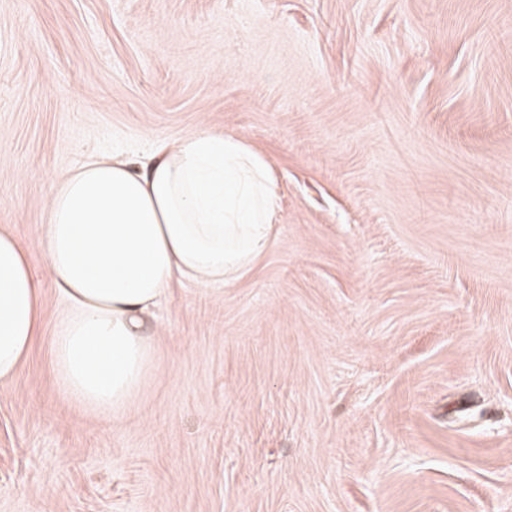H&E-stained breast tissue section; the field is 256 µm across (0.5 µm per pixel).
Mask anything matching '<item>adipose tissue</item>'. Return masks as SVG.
<instances>
[{
	"label": "adipose tissue",
	"mask_w": 512,
	"mask_h": 512,
	"mask_svg": "<svg viewBox=\"0 0 512 512\" xmlns=\"http://www.w3.org/2000/svg\"><path fill=\"white\" fill-rule=\"evenodd\" d=\"M270 161L201 130L137 157L92 156L55 184L39 247L0 230V380L43 328L42 279L65 304L50 336L53 381L104 419L131 409L155 360L149 324L174 282H235L268 249L278 207Z\"/></svg>",
	"instance_id": "ef3b65f1"
}]
</instances>
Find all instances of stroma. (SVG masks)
<instances>
[{
  "label": "stroma",
  "mask_w": 512,
  "mask_h": 512,
  "mask_svg": "<svg viewBox=\"0 0 512 512\" xmlns=\"http://www.w3.org/2000/svg\"><path fill=\"white\" fill-rule=\"evenodd\" d=\"M278 176L267 252L174 284L106 423L0 381V512H512V0H0V229L200 129Z\"/></svg>",
  "instance_id": "obj_1"
}]
</instances>
